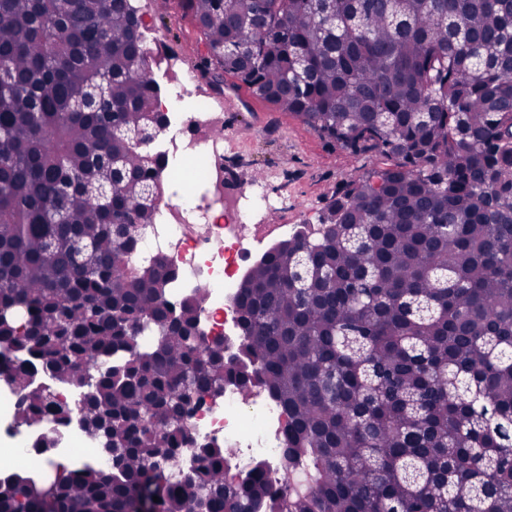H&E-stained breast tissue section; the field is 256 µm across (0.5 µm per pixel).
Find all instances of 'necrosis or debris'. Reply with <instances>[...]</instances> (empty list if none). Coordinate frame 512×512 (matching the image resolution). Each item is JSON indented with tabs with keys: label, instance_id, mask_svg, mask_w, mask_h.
Instances as JSON below:
<instances>
[{
	"label": "necrosis or debris",
	"instance_id": "obj_1",
	"mask_svg": "<svg viewBox=\"0 0 512 512\" xmlns=\"http://www.w3.org/2000/svg\"><path fill=\"white\" fill-rule=\"evenodd\" d=\"M211 102L185 112L179 103L167 106L168 126L162 139L168 146V163L161 178L173 174L172 161L188 155H200L207 161L200 169L207 192L196 208L168 202L160 207L159 221L149 226L140 247L129 259L132 263L161 262L176 268L180 282L170 289L172 302L203 292L198 320L210 338H223L229 348L242 339L236 301L240 284L250 264L291 238L282 231L271 238L242 232L250 215L246 197L224 177V128L214 125L208 115ZM201 212L205 223L195 229L189 223L191 212ZM20 395L0 381V453L23 461L31 474H39L57 460L74 467L111 469L112 460L102 455L94 437L80 425H70L59 433L52 448L37 447L41 431L16 428L13 420ZM285 416L279 403L265 391H256L249 402H242L235 387L224 389L223 396L207 400L192 416L188 429L194 439L231 448L230 472L246 473L255 460H263L272 485L283 477Z\"/></svg>",
	"mask_w": 512,
	"mask_h": 512
}]
</instances>
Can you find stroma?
I'll use <instances>...</instances> for the list:
<instances>
[{
  "instance_id": "35a3bbf8",
  "label": "stroma",
  "mask_w": 512,
  "mask_h": 512,
  "mask_svg": "<svg viewBox=\"0 0 512 512\" xmlns=\"http://www.w3.org/2000/svg\"><path fill=\"white\" fill-rule=\"evenodd\" d=\"M150 31L163 37L169 67L156 68L161 85L196 71L206 51L179 0H138ZM224 103V168L243 189L262 181L272 199L256 217L265 233L285 224L305 223L321 214L332 195L352 176L378 169L372 153L354 154L332 146L296 116L254 97L246 85L228 77Z\"/></svg>"
}]
</instances>
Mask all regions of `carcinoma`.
Returning <instances> with one entry per match:
<instances>
[{
    "instance_id": "1",
    "label": "carcinoma",
    "mask_w": 512,
    "mask_h": 512,
    "mask_svg": "<svg viewBox=\"0 0 512 512\" xmlns=\"http://www.w3.org/2000/svg\"><path fill=\"white\" fill-rule=\"evenodd\" d=\"M213 61L353 154L319 233L250 267L244 343L193 336L203 294L128 254L157 221L160 85L133 0H0V378L15 423L86 389L120 467L17 474L0 512H512V0H180ZM232 384L288 418L283 481L197 448L186 421Z\"/></svg>"
}]
</instances>
